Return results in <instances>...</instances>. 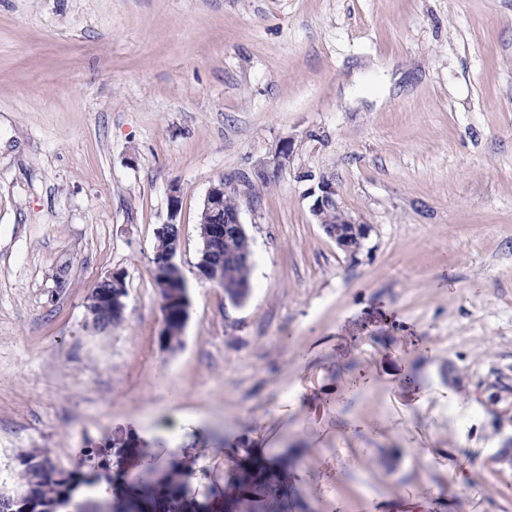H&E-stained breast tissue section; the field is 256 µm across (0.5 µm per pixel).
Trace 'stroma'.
<instances>
[{
  "mask_svg": "<svg viewBox=\"0 0 512 512\" xmlns=\"http://www.w3.org/2000/svg\"><path fill=\"white\" fill-rule=\"evenodd\" d=\"M222 177L252 239L239 306L197 269ZM323 179L371 228L356 257L311 213ZM83 448L98 488L181 462L218 505L255 448L280 512H512V0H0V491ZM291 154V143L286 142L274 153L272 158L263 161L254 170V177L260 182L277 178L288 164ZM177 193V188H171L169 195V220L165 224H161L156 233L157 238H161L157 239L156 250H162L169 246L165 251H155L154 255L155 278L159 277L164 280H170L174 284L171 288H175L174 290L166 288L163 282L157 281V284L160 286L158 289L160 290L162 307L168 306L175 301L178 302L176 308L179 314L176 320H171L168 318V312H164L161 343L167 351L179 349L183 345V332L189 320L191 306L186 280L176 262L177 253L181 248L180 231L176 237L169 236L172 224H178L176 219L180 211V200ZM166 237H169V241ZM161 291L163 292L161 293ZM171 324H175V328H172ZM104 281L112 283V290L109 295L102 301L100 300L98 294L101 295L108 291V288H110V284ZM94 289L98 294H94L92 291L88 296L86 303V309L88 315L91 318L92 325L98 308L102 307L104 304L112 309V323L116 324L121 322L125 310L124 299L127 295L124 273L121 271H113L112 273L108 274L103 279V281L101 280Z\"/></svg>",
  "mask_w": 512,
  "mask_h": 512,
  "instance_id": "stroma-1",
  "label": "stroma"
}]
</instances>
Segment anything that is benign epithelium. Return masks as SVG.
I'll list each match as a JSON object with an SVG mask.
<instances>
[{
    "mask_svg": "<svg viewBox=\"0 0 512 512\" xmlns=\"http://www.w3.org/2000/svg\"><path fill=\"white\" fill-rule=\"evenodd\" d=\"M291 154V143L286 142L274 153L272 158L263 161L254 170V177L265 182L278 177L288 164ZM309 195L314 197L311 213L325 233L336 243V247L350 256H355L363 246V241L369 236L370 227L356 222L343 209L338 199L334 184L326 179L318 182L317 190ZM237 189L231 182L222 178L209 186L202 208L203 221L198 224V234L202 248L197 267L207 280L220 281V268L210 261L207 252L210 245L218 240L224 241L229 247H237V253L245 260L253 257L252 240L247 234L240 218ZM180 211V200L177 188H171L169 195V220L157 229L156 236L169 238V246L164 251L154 255L155 276L169 280L174 288H165L160 293L161 304L168 306L177 303L179 314L176 320L164 318L161 343L167 351L179 349L183 345V332L190 315V298L188 286L181 268L176 262V256L181 248V236L171 237L169 231L176 223ZM112 283V290L105 299L92 293L88 296L86 309L90 318H95L99 307L106 305L112 309V323L122 321L125 310L124 299L127 295L124 273L114 271L105 277Z\"/></svg>",
    "mask_w": 512,
    "mask_h": 512,
    "instance_id": "1",
    "label": "benign epithelium"
}]
</instances>
